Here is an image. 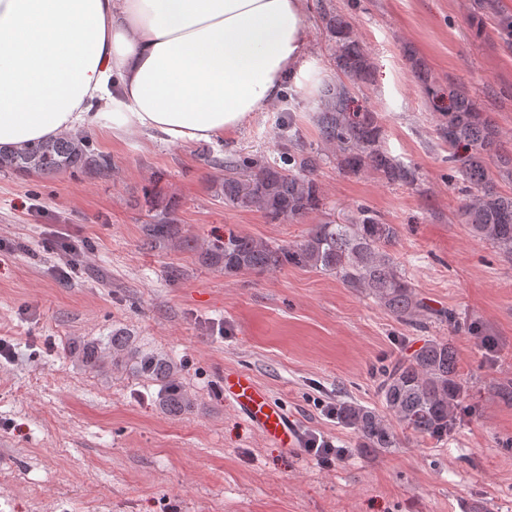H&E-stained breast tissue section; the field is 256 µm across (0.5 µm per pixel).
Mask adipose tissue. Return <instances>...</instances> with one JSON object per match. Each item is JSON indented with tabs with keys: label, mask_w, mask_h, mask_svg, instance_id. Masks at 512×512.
I'll use <instances>...</instances> for the list:
<instances>
[{
	"label": "adipose tissue",
	"mask_w": 512,
	"mask_h": 512,
	"mask_svg": "<svg viewBox=\"0 0 512 512\" xmlns=\"http://www.w3.org/2000/svg\"><path fill=\"white\" fill-rule=\"evenodd\" d=\"M307 0H0V145L97 123L212 141L312 66Z\"/></svg>",
	"instance_id": "1"
}]
</instances>
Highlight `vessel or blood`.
<instances>
[{"mask_svg": "<svg viewBox=\"0 0 512 512\" xmlns=\"http://www.w3.org/2000/svg\"><path fill=\"white\" fill-rule=\"evenodd\" d=\"M224 397L240 417L270 443L282 448H300L306 437L294 416L286 412L250 375L225 369L222 378Z\"/></svg>", "mask_w": 512, "mask_h": 512, "instance_id": "1", "label": "vessel or blood"}]
</instances>
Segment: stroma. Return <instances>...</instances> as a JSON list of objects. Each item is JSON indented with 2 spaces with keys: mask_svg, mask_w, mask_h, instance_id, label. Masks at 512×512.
<instances>
[{
  "mask_svg": "<svg viewBox=\"0 0 512 512\" xmlns=\"http://www.w3.org/2000/svg\"><path fill=\"white\" fill-rule=\"evenodd\" d=\"M324 5L344 11L370 50L373 80L358 103L382 115L387 148L419 180L353 175L328 152L316 173L322 211L273 224L225 204L223 162L278 160L287 112L318 144L311 88L332 75L334 52ZM473 13L474 0H308L312 72L224 139L170 143L93 126L90 147L111 158L108 172H0V338L18 353L0 363V512H512V400L501 394L512 383V260L458 222L448 149L403 52L440 84H468L512 151V46L475 37ZM157 197L178 232L147 246ZM358 204L398 228L393 255L455 323L405 325L320 269L228 276L202 258L227 231L296 242ZM116 336L172 366L184 412L166 411L162 382L133 361L112 365ZM432 338L452 343L464 385L448 441L400 427L395 447L367 448L327 414L343 402L382 410L381 368ZM228 368L251 373L343 458L323 467L269 444L224 398Z\"/></svg>",
  "mask_w": 512,
  "mask_h": 512,
  "instance_id": "stroma-1",
  "label": "stroma"
}]
</instances>
